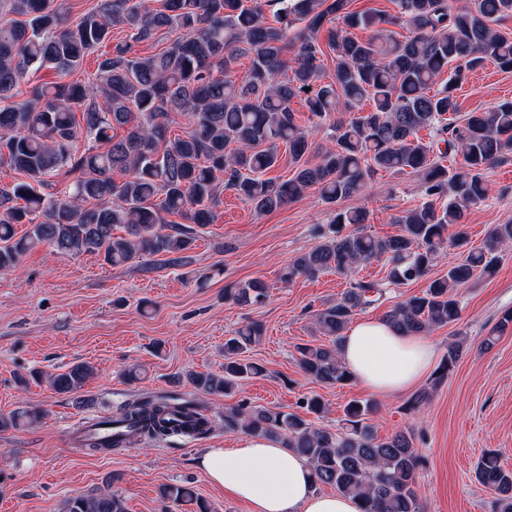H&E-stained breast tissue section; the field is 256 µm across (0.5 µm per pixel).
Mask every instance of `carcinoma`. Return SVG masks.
<instances>
[{
	"instance_id": "carcinoma-1",
	"label": "carcinoma",
	"mask_w": 512,
	"mask_h": 512,
	"mask_svg": "<svg viewBox=\"0 0 512 512\" xmlns=\"http://www.w3.org/2000/svg\"><path fill=\"white\" fill-rule=\"evenodd\" d=\"M54 2L0 0V13L12 17L0 25V164L22 175L0 188V271L17 268L40 245L75 256L96 254L112 266L145 257L178 265L195 236L183 224L163 223L161 214L211 224L222 185L255 211L270 212L311 189L334 204L364 192L380 172L418 173L425 201L394 219L401 233L376 235L362 227L364 211L335 210L319 242L281 273L284 283L325 271L349 280L341 297L315 316L326 342L296 346L305 376L344 386L352 377L339 346L357 312L380 304L391 286L426 278L423 293L394 304L386 321L404 334L451 324L460 318L462 288L476 274L493 276L502 254L512 249V224H495L481 246L468 249L446 274L428 278L448 245L463 244L459 235L448 240V226L488 198L486 170L512 155V101L459 121L455 96L465 72L488 60L512 71V37L497 29L512 17V0H470L459 10L448 0H395V15L352 12L348 0H274L280 4L276 25L265 21L260 0L251 6L244 0H95L69 23ZM334 19L341 27L328 31L327 47L335 69L324 83L319 35ZM299 23L304 27L295 35ZM382 24L404 25L411 35L386 37ZM117 26L129 34L100 52L93 77L64 80L112 42ZM360 28L373 35L358 38L353 30ZM161 34L171 36L167 46L139 54V44ZM245 54L251 67L240 79L236 64ZM34 65L55 70L60 79L22 87ZM445 71V88L430 93ZM300 94L315 127L328 123L335 143L316 163L306 157L309 132L291 109ZM342 106L348 117L331 120ZM172 111L186 116L187 128L170 137ZM425 128L435 130L434 139L418 137ZM83 136L92 144L82 149ZM282 144L293 176L277 182L266 174L280 162ZM451 155L462 159L453 169L443 164ZM61 173L74 176L69 194L45 192ZM17 224L31 228L19 237ZM348 225L358 230L344 232ZM116 226L125 234L114 235ZM382 259L384 281L356 277L359 266ZM267 294L258 279L224 289L238 304H259ZM261 336V325L242 326L224 340V373L191 372L187 380L200 392L232 394L241 381L263 372L244 358ZM465 346L464 336L448 343L433 385L455 370ZM92 374L91 366L78 362L47 380L56 392L71 395ZM375 413V403L354 399L331 430L296 413L240 402L224 411V429L279 440L307 461L315 485L359 500L361 512H421L420 459L412 439L403 432L378 438L371 424ZM38 418L30 410L0 415V432ZM214 427L207 409L193 400L144 394L115 415L89 422L76 439L90 453H110L172 437L195 439ZM475 478L495 495L498 512H512V470L503 468L497 451L483 454ZM160 494L210 512L187 485H168ZM65 512H125V506L116 494H80L67 500Z\"/></svg>"
}]
</instances>
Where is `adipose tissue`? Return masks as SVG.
Here are the masks:
<instances>
[{
    "instance_id": "1",
    "label": "adipose tissue",
    "mask_w": 512,
    "mask_h": 512,
    "mask_svg": "<svg viewBox=\"0 0 512 512\" xmlns=\"http://www.w3.org/2000/svg\"><path fill=\"white\" fill-rule=\"evenodd\" d=\"M339 356L356 382L389 396L420 381L438 351L428 336L404 334L385 320L366 318L348 327ZM198 464L250 512H360L354 498L318 493L310 466L277 441L247 438L234 448H209Z\"/></svg>"
}]
</instances>
